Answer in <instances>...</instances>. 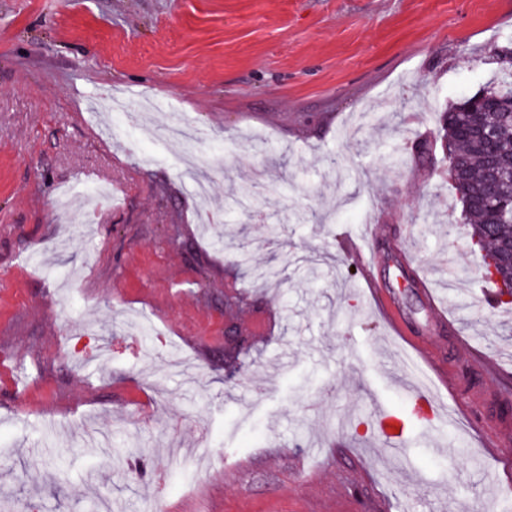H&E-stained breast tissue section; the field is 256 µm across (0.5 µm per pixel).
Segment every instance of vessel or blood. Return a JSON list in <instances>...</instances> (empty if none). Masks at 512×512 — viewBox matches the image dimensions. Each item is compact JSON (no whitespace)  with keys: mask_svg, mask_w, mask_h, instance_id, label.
I'll return each instance as SVG.
<instances>
[{"mask_svg":"<svg viewBox=\"0 0 512 512\" xmlns=\"http://www.w3.org/2000/svg\"><path fill=\"white\" fill-rule=\"evenodd\" d=\"M385 227L381 224L367 225L363 234L352 241L355 253L363 259V269L375 267L379 256L375 249L376 242L383 237ZM417 287L423 288L424 310L434 330L443 332L450 325L447 314L437 304L431 291L425 290L424 277H417ZM371 297L382 312L387 325L397 334L407 339L417 357L427 366L440 385L448 383V367L456 361L464 359L465 351L461 343H453L445 350H427L419 337L413 336L404 316L394 298L378 283H371ZM467 399L474 404L490 426L494 429L497 439L502 443L512 442V418L504 416L499 410L503 399L502 394L474 385L467 390ZM438 418V401L436 396L424 389L413 388L408 395V408L401 411L391 407L377 408L374 413L373 432L381 446L390 454L399 453L409 438L410 421L430 423Z\"/></svg>","mask_w":512,"mask_h":512,"instance_id":"obj_1","label":"vessel or blood"}]
</instances>
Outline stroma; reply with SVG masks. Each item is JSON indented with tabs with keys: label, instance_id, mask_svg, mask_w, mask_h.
<instances>
[{
	"label": "stroma",
	"instance_id": "obj_1",
	"mask_svg": "<svg viewBox=\"0 0 512 512\" xmlns=\"http://www.w3.org/2000/svg\"><path fill=\"white\" fill-rule=\"evenodd\" d=\"M506 46L512 0H0L6 512L497 504L512 446L449 390L401 454L372 441L374 402L407 405L412 353L360 306L351 237L376 210L372 277L423 344L472 350L451 379L512 400V308L471 304L481 258L451 245L469 226L448 162L412 147ZM154 99L201 130L195 161L159 137ZM258 165L270 190L249 197ZM100 182L111 207L73 223L64 192ZM237 240L280 283L241 269ZM414 260L454 333L430 330ZM87 426L125 459L106 464Z\"/></svg>",
	"mask_w": 512,
	"mask_h": 512
}]
</instances>
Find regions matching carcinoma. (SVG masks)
Instances as JSON below:
<instances>
[{"label":"carcinoma","instance_id":"carcinoma-1","mask_svg":"<svg viewBox=\"0 0 512 512\" xmlns=\"http://www.w3.org/2000/svg\"><path fill=\"white\" fill-rule=\"evenodd\" d=\"M501 71L502 75L493 81V87L484 91L488 95L484 106L473 104L474 94L448 105V109L441 113L440 135L449 164L461 173L455 189L464 218L470 225V238L479 239L486 254L497 259L506 280L512 275V264L508 261L512 223H494L491 205L512 200V173L502 172L494 193H489L487 186V173L494 158L512 156V101L499 93L503 87L512 89V63L501 67ZM477 120L497 130L492 145L477 147L473 143L469 130Z\"/></svg>","mask_w":512,"mask_h":512}]
</instances>
